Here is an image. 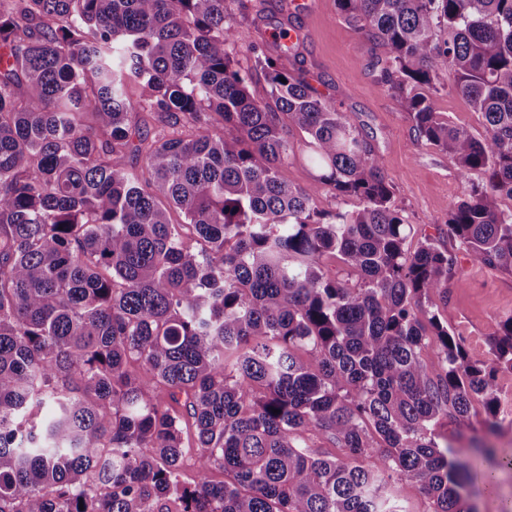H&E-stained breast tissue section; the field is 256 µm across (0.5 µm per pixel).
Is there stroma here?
Here are the masks:
<instances>
[{"mask_svg": "<svg viewBox=\"0 0 512 512\" xmlns=\"http://www.w3.org/2000/svg\"><path fill=\"white\" fill-rule=\"evenodd\" d=\"M237 16L234 38L237 66L251 72L249 91L267 101L268 85L253 71L252 46L276 55L274 34L291 29L294 76L309 83L327 102L346 112L379 156L393 185V203L413 231L405 243L415 251L424 238L433 239L455 260L456 273L448 280V298L440 302L441 320L460 336L471 359H485L500 316L512 313V271L473 262L448 235V213L464 198L471 180L460 177L447 152L422 141L406 113L401 112L374 69L386 50L337 11L336 0H234ZM434 103L449 121L482 133V119L454 88V75L441 71Z\"/></svg>", "mask_w": 512, "mask_h": 512, "instance_id": "35a3bbf8", "label": "stroma"}]
</instances>
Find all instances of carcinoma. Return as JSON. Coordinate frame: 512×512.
Returning <instances> with one entry per match:
<instances>
[{
	"label": "carcinoma",
	"instance_id": "1",
	"mask_svg": "<svg viewBox=\"0 0 512 512\" xmlns=\"http://www.w3.org/2000/svg\"><path fill=\"white\" fill-rule=\"evenodd\" d=\"M228 2L0 0V512H399L403 479L432 512H477L512 313L471 359L438 312L452 256L429 238L405 251L380 159L292 75L288 32L277 60L251 48L274 106L250 94ZM336 5L387 48L380 75L418 137L482 178L448 236L512 271V0ZM447 69L483 136L436 110ZM137 110L188 135L134 145ZM293 131L318 171L308 189L282 176ZM129 148L141 168L122 167ZM323 192L357 206L322 212ZM477 400L484 434L457 448L443 428ZM35 406L46 418L27 427Z\"/></svg>",
	"mask_w": 512,
	"mask_h": 512
}]
</instances>
